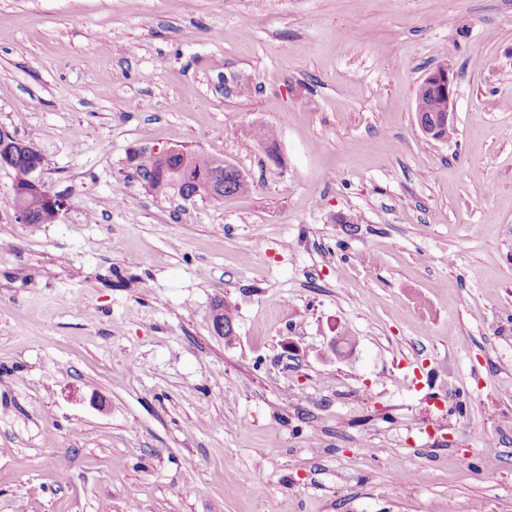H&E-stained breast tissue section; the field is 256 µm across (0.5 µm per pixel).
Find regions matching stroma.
Segmentation results:
<instances>
[{
  "instance_id": "35a3bbf8",
  "label": "stroma",
  "mask_w": 512,
  "mask_h": 512,
  "mask_svg": "<svg viewBox=\"0 0 512 512\" xmlns=\"http://www.w3.org/2000/svg\"><path fill=\"white\" fill-rule=\"evenodd\" d=\"M1 128L0 512H512V0H0ZM424 85L437 90L438 93L447 99L448 109L442 112H448L446 117L447 124L454 125V112H452L453 101L455 95L453 79L450 77L448 69L438 68L434 72L430 73L425 81ZM0 143V168L10 169L16 156V149L24 150L28 156L20 155L11 170L14 180L19 184L25 183L30 177V165L32 163V177L22 185L12 184L11 205L15 211L16 219L21 224H34V212L37 207L52 208L56 214L48 208H43L35 215L36 224H52L67 210V199L64 196L53 193L43 179L44 157L32 143H26L8 131L1 130ZM31 163H30V161ZM57 215V218H56ZM221 158L205 154L182 151L181 154L161 162L154 155H142L136 164V174L151 176V189L160 192H173L181 199L185 198V191L191 193L198 175L206 176L214 182L215 186L223 187L224 194L236 195L249 192L250 183L239 171L225 172L219 164ZM141 171V172H140Z\"/></svg>"
}]
</instances>
